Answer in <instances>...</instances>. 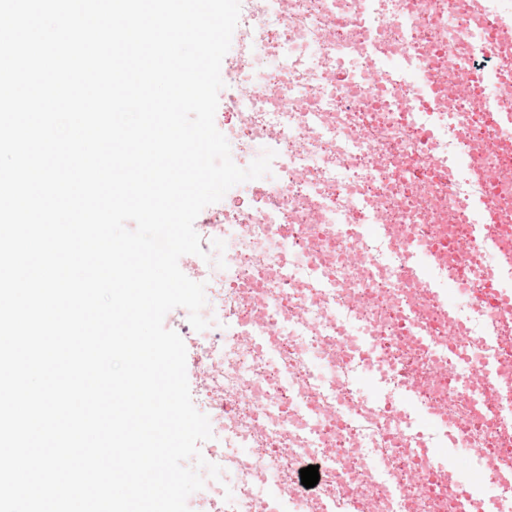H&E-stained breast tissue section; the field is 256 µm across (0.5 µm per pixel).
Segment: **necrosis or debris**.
<instances>
[{
	"instance_id": "4bbe7bcc",
	"label": "necrosis or debris",
	"mask_w": 512,
	"mask_h": 512,
	"mask_svg": "<svg viewBox=\"0 0 512 512\" xmlns=\"http://www.w3.org/2000/svg\"><path fill=\"white\" fill-rule=\"evenodd\" d=\"M512 43V0H484L473 13L466 0H241L238 68L247 89L235 103L234 140L241 153L261 144L275 151L265 196L231 211L208 214L203 243L237 236L227 262L193 268L206 285L209 343L191 340L192 366L203 371L195 391L216 438L231 436L245 450L215 452L233 469L232 487L212 481L199 512H276L259 488L280 482L290 512H459L461 485L450 464L433 463L429 449L482 451L484 483L497 484L512 459V430L499 423L495 401H478L455 381L462 360L477 364L487 340L512 322V307L490 308L476 297L485 280L512 277V126L477 106L485 90L444 100L434 111L427 95L404 94L366 74L379 59L415 61L425 75L455 87L473 72V35ZM358 72L335 80L338 68ZM472 143L464 169L453 161L460 137ZM501 181L478 180L484 165ZM486 202L492 220L474 242ZM381 213L382 235L361 237L359 225ZM436 252V270L470 298L466 309H443L430 292L401 279L406 243ZM239 339L227 343L225 324ZM439 331L435 353L414 339ZM330 373L309 385L315 363ZM371 367L386 402L365 396L358 372ZM441 368L424 383L420 405L439 416L442 436L409 427L396 408L405 370ZM239 399L224 415L225 395ZM320 448L334 458L324 485L302 490L295 475L304 458L282 447Z\"/></svg>"
}]
</instances>
